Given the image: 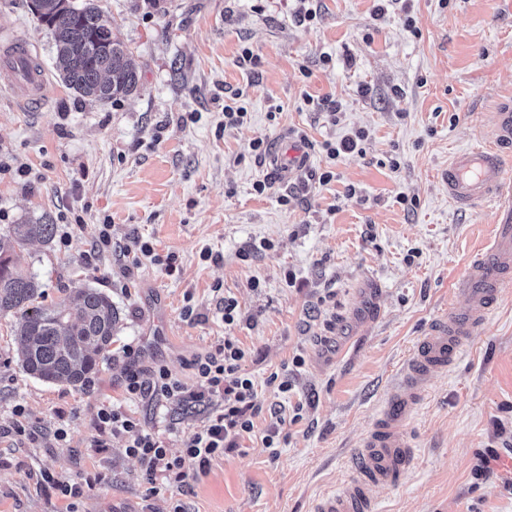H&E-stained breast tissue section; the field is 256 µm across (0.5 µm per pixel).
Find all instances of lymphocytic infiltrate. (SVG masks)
Listing matches in <instances>:
<instances>
[{
  "instance_id": "lymphocytic-infiltrate-1",
  "label": "lymphocytic infiltrate",
  "mask_w": 512,
  "mask_h": 512,
  "mask_svg": "<svg viewBox=\"0 0 512 512\" xmlns=\"http://www.w3.org/2000/svg\"><path fill=\"white\" fill-rule=\"evenodd\" d=\"M123 353L128 363L121 385L130 399L158 403L183 393V384L166 366H140L137 351L131 346L124 347ZM245 356L237 340L228 336L214 350L189 360V369L201 381V396L215 399L216 404L204 425L186 436L181 454L170 452L162 434L146 429L136 417L110 406L97 412L100 435L123 437L127 454L138 459L149 483L183 487L189 479L206 473L213 458L254 431V419L263 406L252 379L241 372Z\"/></svg>"
}]
</instances>
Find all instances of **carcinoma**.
Instances as JSON below:
<instances>
[{"mask_svg":"<svg viewBox=\"0 0 512 512\" xmlns=\"http://www.w3.org/2000/svg\"><path fill=\"white\" fill-rule=\"evenodd\" d=\"M32 14L53 37L61 78L84 99L99 103L131 95L139 75L126 44L105 24L94 0L72 8L63 0H35ZM57 227L47 217L12 224L0 235V314L16 318L19 360L30 376L46 382L86 385L112 344L117 312L112 300L96 288L75 289V302L38 303L42 285L37 277L17 269L10 252L30 241L48 243Z\"/></svg>","mask_w":512,"mask_h":512,"instance_id":"cac0c4a2","label":"carcinoma"}]
</instances>
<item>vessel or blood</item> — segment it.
Returning <instances> with one entry per match:
<instances>
[{
  "instance_id": "vessel-or-blood-1",
  "label": "vessel or blood",
  "mask_w": 512,
  "mask_h": 512,
  "mask_svg": "<svg viewBox=\"0 0 512 512\" xmlns=\"http://www.w3.org/2000/svg\"><path fill=\"white\" fill-rule=\"evenodd\" d=\"M0 67L14 71L18 79L12 94L22 106L45 101L47 82L36 68L29 45L12 42L0 51ZM512 151V102H501L494 114L489 140L456 153L448 164V197L456 205L472 207L490 199L507 202L501 210L490 248L477 253L459 283L467 303L437 318L410 359L399 391L390 399L381 419L358 452L360 476L340 492L322 497L315 512H374L370 488L390 484L414 461V451L403 438L401 423L423 394L430 373L447 369L464 350L473 331L486 320L497 303L502 286L512 278V171L504 157ZM284 176L308 165L305 150L278 153L270 158Z\"/></svg>"
}]
</instances>
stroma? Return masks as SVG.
Wrapping results in <instances>:
<instances>
[{
	"label": "stroma",
	"mask_w": 512,
	"mask_h": 512,
	"mask_svg": "<svg viewBox=\"0 0 512 512\" xmlns=\"http://www.w3.org/2000/svg\"><path fill=\"white\" fill-rule=\"evenodd\" d=\"M28 2L0 0V41L37 50L49 97L19 106L0 68V232L50 216L53 240L16 248L13 263L36 275L44 304L96 288L120 322L76 389L27 375L14 318L0 315V512H171L178 501L186 512H312L356 477L402 365L491 236L499 204L456 207L444 174L512 100V0H394L381 17L377 0H310L316 16L304 23L298 0H96L140 78L107 104L63 83ZM323 98L339 111L317 110ZM228 104L247 112L229 129ZM357 130L362 153L330 161L323 142ZM258 139L282 151L305 141L308 169L281 176L252 151ZM327 170L333 179L319 183ZM102 224L112 227L104 251ZM137 239L175 255L177 271L146 261L127 273L124 249ZM227 336L246 350L241 371L263 403L239 448L177 490L148 484L124 438L99 447L102 406L123 404L154 428L175 423V455L213 407L174 396L157 413L125 399V345L194 390L187 361ZM19 422L67 438L33 443L13 433ZM274 426L278 445L264 447ZM403 429L414 463L372 489L375 512H512V282ZM490 448L500 459L475 478ZM48 473L81 496L61 495Z\"/></svg>",
	"instance_id": "stroma-1"
}]
</instances>
